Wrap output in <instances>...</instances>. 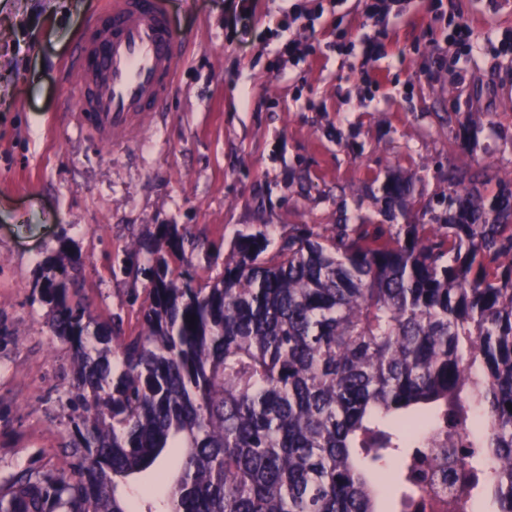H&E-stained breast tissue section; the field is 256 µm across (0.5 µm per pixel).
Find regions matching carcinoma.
<instances>
[{
    "label": "carcinoma",
    "mask_w": 512,
    "mask_h": 512,
    "mask_svg": "<svg viewBox=\"0 0 512 512\" xmlns=\"http://www.w3.org/2000/svg\"><path fill=\"white\" fill-rule=\"evenodd\" d=\"M408 193L385 186L390 219ZM188 247L179 224L137 246L147 298L127 338L76 298L67 246L35 280L83 413L72 475L18 478L0 512H387L448 482L420 452L436 431L470 477L459 512L484 493L512 512V179L462 173L437 224H296L276 246L258 227L215 277ZM169 448L171 480L132 509L120 485Z\"/></svg>",
    "instance_id": "cac0c4a2"
}]
</instances>
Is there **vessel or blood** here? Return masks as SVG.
<instances>
[{"label":"vessel or blood","mask_w":512,"mask_h":512,"mask_svg":"<svg viewBox=\"0 0 512 512\" xmlns=\"http://www.w3.org/2000/svg\"><path fill=\"white\" fill-rule=\"evenodd\" d=\"M181 59L166 0H105L64 64L81 96L71 121L100 141L122 143L160 111Z\"/></svg>","instance_id":"b4317fda"}]
</instances>
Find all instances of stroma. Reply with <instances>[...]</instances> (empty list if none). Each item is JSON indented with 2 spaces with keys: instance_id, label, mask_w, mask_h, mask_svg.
Instances as JSON below:
<instances>
[{
  "instance_id": "35a3bbf8",
  "label": "stroma",
  "mask_w": 512,
  "mask_h": 512,
  "mask_svg": "<svg viewBox=\"0 0 512 512\" xmlns=\"http://www.w3.org/2000/svg\"><path fill=\"white\" fill-rule=\"evenodd\" d=\"M238 3L171 0L187 40L177 87L151 126L109 146L69 122L78 94L61 71L101 0H0V494L21 474L69 471L72 353L33 288L61 237L92 315L130 336L146 299L136 246L157 225H187L202 243L189 262L217 272L248 227L277 239L295 224L384 223L395 175L414 179L400 224L446 213L456 169L512 178V54L485 38L512 33V0H443L439 15L411 0L369 60L334 47L363 37L361 0H254L240 24ZM452 14L480 40L475 58L449 43ZM290 39L299 51L280 59ZM458 112L473 126L467 150Z\"/></svg>"
}]
</instances>
